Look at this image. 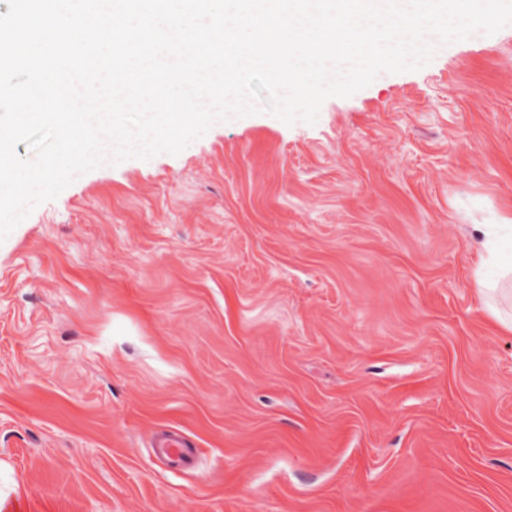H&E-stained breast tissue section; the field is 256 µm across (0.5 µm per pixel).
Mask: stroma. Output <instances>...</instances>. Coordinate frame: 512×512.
Returning a JSON list of instances; mask_svg holds the SVG:
<instances>
[{
	"label": "stroma",
	"mask_w": 512,
	"mask_h": 512,
	"mask_svg": "<svg viewBox=\"0 0 512 512\" xmlns=\"http://www.w3.org/2000/svg\"><path fill=\"white\" fill-rule=\"evenodd\" d=\"M511 216L512 25L83 174L0 243V512H512ZM512 219H503V224L477 225L480 240L478 242L477 256L479 269L487 267L490 275L479 280L480 293L486 298L485 305L491 311L498 323L512 332V319L504 317L493 304L494 294L499 290L505 292L507 288H500L507 284L510 288L512 281ZM508 244V246H506ZM152 447L160 448L166 462L173 468L190 464L195 456L194 444L188 438L174 432H163L158 435Z\"/></svg>",
	"instance_id": "1"
}]
</instances>
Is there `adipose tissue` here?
I'll return each instance as SVG.
<instances>
[{
	"instance_id": "1",
	"label": "adipose tissue",
	"mask_w": 512,
	"mask_h": 512,
	"mask_svg": "<svg viewBox=\"0 0 512 512\" xmlns=\"http://www.w3.org/2000/svg\"><path fill=\"white\" fill-rule=\"evenodd\" d=\"M477 230L478 263L490 271L479 282L480 292L490 301L501 286L512 282V223L481 224Z\"/></svg>"
}]
</instances>
